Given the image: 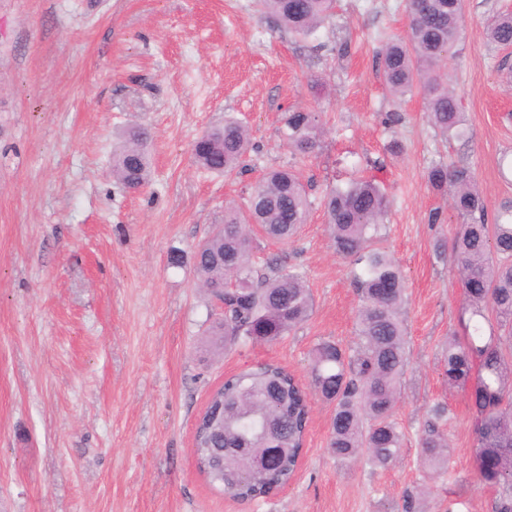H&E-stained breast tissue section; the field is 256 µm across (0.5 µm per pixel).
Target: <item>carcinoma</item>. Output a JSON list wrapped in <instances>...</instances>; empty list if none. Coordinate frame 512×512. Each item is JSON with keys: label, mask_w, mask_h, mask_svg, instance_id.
<instances>
[{"label": "carcinoma", "mask_w": 512, "mask_h": 512, "mask_svg": "<svg viewBox=\"0 0 512 512\" xmlns=\"http://www.w3.org/2000/svg\"><path fill=\"white\" fill-rule=\"evenodd\" d=\"M259 5L288 32L307 38L333 16L334 0H259ZM463 14L464 0H429V13L408 15L405 35L389 40L380 53L390 94L401 99L421 93L429 123L446 139L468 136L445 65ZM487 37L497 46L512 45V13L498 15ZM324 131L320 113L291 109L280 135L290 149L306 155L319 146ZM150 140L144 125L120 133L112 176L125 187L138 190L150 181ZM250 146L248 127L226 117L194 142L193 155L200 169L228 175ZM427 180L449 195L460 220L451 249L464 317L462 334L451 332L442 351L445 375L452 387L472 384L476 471L480 481L499 489L493 512H512V206L489 216L465 163L436 164ZM389 204L385 189L368 179H352L326 194L334 249L359 266L357 345L348 350L334 340L320 341L308 388L271 362L224 382L194 438V452L212 461L203 471L222 491L251 502L288 483L303 452L312 392L334 405L328 448L337 460L364 459L387 468L400 458L403 432L395 412L408 360L402 319L407 294L394 258L381 245ZM309 207L304 185L290 169L268 172L253 188L247 211L224 206V223L193 255L201 287L215 298L224 293V314L205 341L212 353L275 342L310 318L314 299L304 275L283 269L276 257L261 270L253 255V225H262L268 238L289 240L306 223ZM447 413L445 406H433L422 429L420 464L430 475L448 471L451 451L441 428Z\"/></svg>", "instance_id": "obj_1"}]
</instances>
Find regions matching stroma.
I'll list each match as a JSON object with an SVG mask.
<instances>
[{
	"label": "stroma",
	"mask_w": 512,
	"mask_h": 512,
	"mask_svg": "<svg viewBox=\"0 0 512 512\" xmlns=\"http://www.w3.org/2000/svg\"><path fill=\"white\" fill-rule=\"evenodd\" d=\"M506 11L512 0H465L447 70L469 137L445 142L421 95L397 101L383 83L379 47L405 33L404 0H336L309 39L254 0H0V512H401L416 494L425 512H492L499 491L474 476L475 409L441 360L462 295L437 246L459 219L425 173L467 163L489 212L512 205V51L485 35ZM291 107L323 116L311 155L280 137ZM228 113L252 151L232 176L198 170L194 140ZM135 123L152 131V178L136 191L112 177L116 137ZM277 168L299 174L308 220L287 243L256 237L255 252L304 273L314 311L277 342L216 357L203 340L220 309L191 256L225 202L246 205ZM360 177L389 196L385 245L407 288L402 457L336 460L333 406L316 398L294 477L240 501L198 472L195 421L228 377L274 362L306 384L318 342L355 346L357 268L334 250L323 198ZM437 403L451 457L431 477L419 437Z\"/></svg>",
	"instance_id": "35a3bbf8"
}]
</instances>
